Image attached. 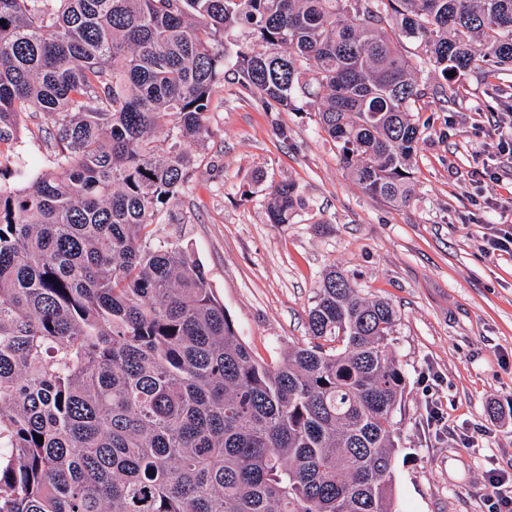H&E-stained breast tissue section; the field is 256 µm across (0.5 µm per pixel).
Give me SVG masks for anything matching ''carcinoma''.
Listing matches in <instances>:
<instances>
[{
	"label": "carcinoma",
	"instance_id": "obj_1",
	"mask_svg": "<svg viewBox=\"0 0 512 512\" xmlns=\"http://www.w3.org/2000/svg\"><path fill=\"white\" fill-rule=\"evenodd\" d=\"M1 20L0 142L43 112L56 166L0 187V512H393L398 311L331 268L312 342L259 360L154 223L227 67L268 111L313 103L348 176L407 204L417 65L512 69V0H0ZM244 28L266 50L227 59ZM266 198L271 224L305 207L292 181Z\"/></svg>",
	"mask_w": 512,
	"mask_h": 512
}]
</instances>
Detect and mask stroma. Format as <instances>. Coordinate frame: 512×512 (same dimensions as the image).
I'll use <instances>...</instances> for the list:
<instances>
[{"label": "stroma", "instance_id": "35a3bbf8", "mask_svg": "<svg viewBox=\"0 0 512 512\" xmlns=\"http://www.w3.org/2000/svg\"><path fill=\"white\" fill-rule=\"evenodd\" d=\"M416 196L394 207L346 175L310 109L270 112L227 76L211 103L197 168L176 213L181 238L240 338L272 362L309 343L307 315L322 273H347L400 319L390 338L405 392L396 420V512H488L486 476L512 473V256L480 244L512 210H476L473 194L512 201V71L467 75L448 101L425 97ZM52 123L25 114L0 143V184L51 169ZM285 129V136L275 133ZM290 180L306 201L294 223L272 224L270 185ZM437 406L443 422L428 421Z\"/></svg>", "mask_w": 512, "mask_h": 512}]
</instances>
